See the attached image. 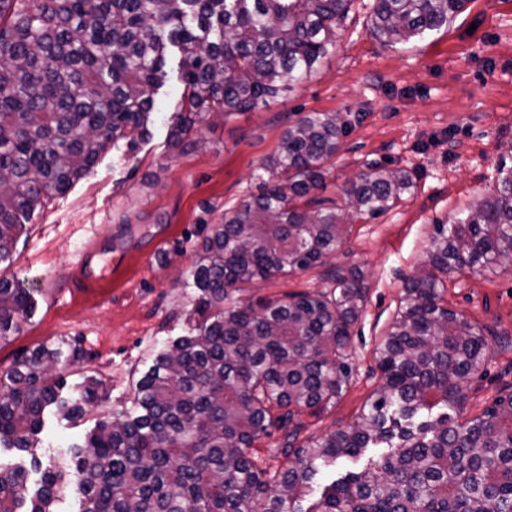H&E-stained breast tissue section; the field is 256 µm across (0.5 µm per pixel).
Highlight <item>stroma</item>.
<instances>
[{
  "label": "stroma",
  "mask_w": 512,
  "mask_h": 512,
  "mask_svg": "<svg viewBox=\"0 0 512 512\" xmlns=\"http://www.w3.org/2000/svg\"><path fill=\"white\" fill-rule=\"evenodd\" d=\"M368 12L369 0H355L336 52L286 96L251 112L197 117L198 144L188 150L169 142L183 89L179 55L171 53L150 138L133 149L108 147L15 239L11 270L31 288L36 311L0 341V372L20 351L71 339L106 382L97 416L130 407L132 384L154 353L195 323L193 291L183 282L208 227L256 192L254 169L290 124L327 112L348 130L318 197L341 201L343 185L375 164L413 171L415 192L378 218L354 220L326 265L244 284L239 295L273 301L330 286L331 268L362 270L367 297L352 328L353 380L335 405L301 416L307 437L348 426L378 385L374 348L425 259L435 222L491 193L501 158L512 154V0H467L448 31L405 49L381 46L366 27ZM444 298L493 333L485 372L469 385L463 415L470 418L512 383V271L464 272L447 282ZM85 432L48 418L42 460L64 454Z\"/></svg>",
  "instance_id": "stroma-1"
}]
</instances>
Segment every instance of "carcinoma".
<instances>
[{"label":"carcinoma","mask_w":512,"mask_h":512,"mask_svg":"<svg viewBox=\"0 0 512 512\" xmlns=\"http://www.w3.org/2000/svg\"><path fill=\"white\" fill-rule=\"evenodd\" d=\"M353 0H0V266L35 211L89 175L111 143L151 135L154 96L179 53L184 85L172 146L198 141L195 117L251 112L311 78L338 46ZM466 0H374L369 33L389 48L446 31ZM347 125L312 112L257 167L258 193L212 224L184 282L195 325L160 349L132 407L95 420L68 455L42 467L49 416L76 424L104 399L86 375L63 394L75 343L38 345L0 373V448L29 455L0 466V512H512V384L461 418L467 383L483 372L491 331L445 306V281L466 269H512V165L493 192L434 224L420 274L376 347L379 385L345 427L299 440L295 417L336 403L353 377L351 328L366 301L363 274L330 272L334 287L255 308L239 284L322 265L353 217L377 218L412 195L414 175L374 166L327 207L326 164ZM36 305L0 275V340ZM436 392L446 411L424 419ZM273 469L255 444L286 428ZM389 452L327 485L301 508L318 460Z\"/></svg>","instance_id":"carcinoma-1"}]
</instances>
